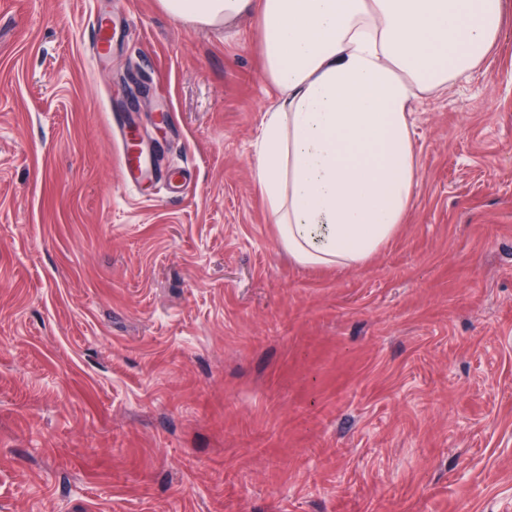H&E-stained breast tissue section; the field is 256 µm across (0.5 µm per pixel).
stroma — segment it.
Returning a JSON list of instances; mask_svg holds the SVG:
<instances>
[{
  "label": "stroma",
  "instance_id": "stroma-1",
  "mask_svg": "<svg viewBox=\"0 0 512 512\" xmlns=\"http://www.w3.org/2000/svg\"><path fill=\"white\" fill-rule=\"evenodd\" d=\"M272 101L250 20L0 0V512H512V26L358 266L283 247ZM92 28V48L94 55L103 56L109 51L111 28L104 18H97Z\"/></svg>",
  "mask_w": 512,
  "mask_h": 512
}]
</instances>
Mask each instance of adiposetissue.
<instances>
[{"mask_svg":"<svg viewBox=\"0 0 512 512\" xmlns=\"http://www.w3.org/2000/svg\"><path fill=\"white\" fill-rule=\"evenodd\" d=\"M192 28L252 18L276 90L255 180L289 255L356 266L402 224L422 94L482 70L512 0H159Z\"/></svg>","mask_w":512,"mask_h":512,"instance_id":"ef3b65f1","label":"adipose tissue"}]
</instances>
